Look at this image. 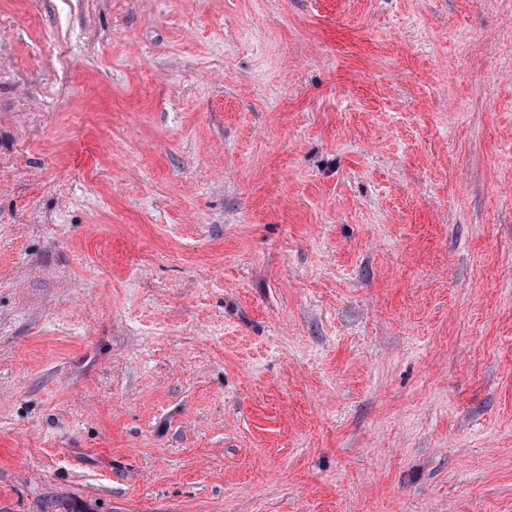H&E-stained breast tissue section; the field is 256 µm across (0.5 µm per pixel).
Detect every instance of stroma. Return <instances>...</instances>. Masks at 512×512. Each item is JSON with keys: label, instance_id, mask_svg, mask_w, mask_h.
Segmentation results:
<instances>
[{"label": "stroma", "instance_id": "1", "mask_svg": "<svg viewBox=\"0 0 512 512\" xmlns=\"http://www.w3.org/2000/svg\"><path fill=\"white\" fill-rule=\"evenodd\" d=\"M0 512H512V0H0Z\"/></svg>", "mask_w": 512, "mask_h": 512}]
</instances>
